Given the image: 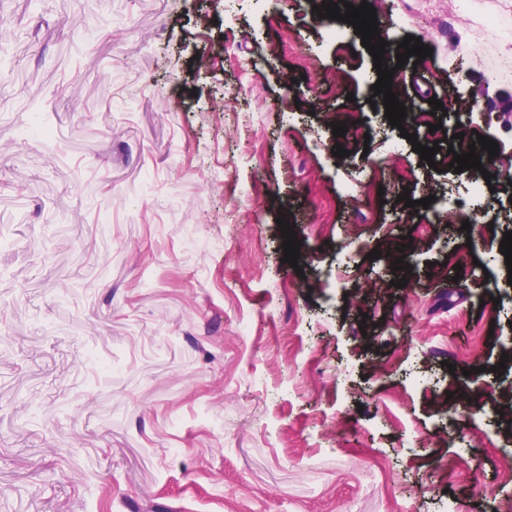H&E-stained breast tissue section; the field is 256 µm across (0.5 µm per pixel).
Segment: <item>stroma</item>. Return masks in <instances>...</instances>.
Instances as JSON below:
<instances>
[{
	"mask_svg": "<svg viewBox=\"0 0 512 512\" xmlns=\"http://www.w3.org/2000/svg\"><path fill=\"white\" fill-rule=\"evenodd\" d=\"M394 13L432 50L399 71L414 111L467 105L492 33L462 0ZM0 25V512L512 497L500 234L464 246L441 214L511 203L413 152L367 101L361 40L304 0H0ZM357 119L367 155L336 157ZM406 235L405 270L372 258Z\"/></svg>",
	"mask_w": 512,
	"mask_h": 512,
	"instance_id": "stroma-1",
	"label": "stroma"
}]
</instances>
